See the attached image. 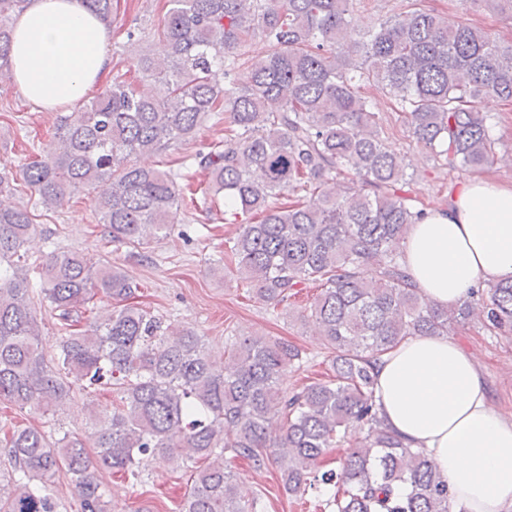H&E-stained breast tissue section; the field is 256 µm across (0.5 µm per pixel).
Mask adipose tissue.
Returning a JSON list of instances; mask_svg holds the SVG:
<instances>
[{
  "label": "adipose tissue",
  "mask_w": 512,
  "mask_h": 512,
  "mask_svg": "<svg viewBox=\"0 0 512 512\" xmlns=\"http://www.w3.org/2000/svg\"><path fill=\"white\" fill-rule=\"evenodd\" d=\"M106 46L102 24L77 0H30L14 23L12 82L43 109H64L97 86ZM403 254L439 307L511 281L512 184L471 179L412 225ZM374 378L385 426L425 450L465 512H512V415L493 404L470 351L445 336H409L380 357Z\"/></svg>",
  "instance_id": "ef3b65f1"
}]
</instances>
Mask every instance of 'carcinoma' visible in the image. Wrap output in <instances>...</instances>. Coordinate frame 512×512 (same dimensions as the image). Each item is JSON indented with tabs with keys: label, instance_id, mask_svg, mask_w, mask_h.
<instances>
[{
	"label": "carcinoma",
	"instance_id": "1",
	"mask_svg": "<svg viewBox=\"0 0 512 512\" xmlns=\"http://www.w3.org/2000/svg\"><path fill=\"white\" fill-rule=\"evenodd\" d=\"M27 0H0V80L10 79L13 24ZM112 23V0H81ZM353 0H165L156 49L137 53L146 88L112 79L104 92L57 120L54 139L20 176L47 208L88 188L97 223L112 242L141 248L181 223L174 170L143 169L142 153L193 139L211 117L224 136L190 156L207 178L206 210L216 197L247 217L224 239V265L257 298L313 324L331 377L288 388L303 351L285 338L231 337L222 371L193 330L128 303L136 285L117 267L91 271L76 253L29 262L37 230L10 197L13 174L0 171V400L42 416L63 409L80 387L113 393L112 411H92L86 439L52 437L29 424L3 433L15 478L0 483V512H57L48 481L63 471L81 512H110L105 474L139 477L149 458L201 461L177 512H259L224 470V454L256 470L275 463L290 495L311 482L334 490L333 512H464L426 454L407 447L378 416L376 360L405 337L448 336L474 318L496 336L512 335V282H491L445 309L427 302L400 262L410 226L424 215L397 185L403 158L388 150L362 90L386 92L417 142L452 167L478 171L494 155L487 97L512 103V43L469 22L454 26L413 3L394 17L348 31ZM265 55L240 52L254 32ZM224 69L225 86L211 81ZM263 172L255 181L251 168ZM345 169L359 186H343ZM308 193L287 206L271 199ZM306 284L308 305L289 300ZM119 302L93 317L94 297ZM56 312L60 341L40 346L36 305ZM358 423L366 436L340 465L321 470L327 451Z\"/></svg>",
	"mask_w": 512,
	"mask_h": 512
}]
</instances>
